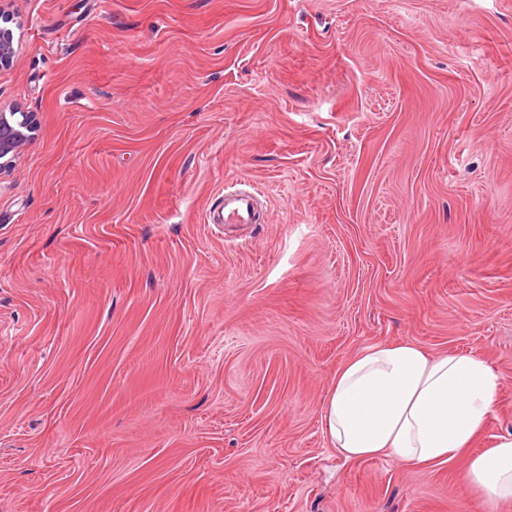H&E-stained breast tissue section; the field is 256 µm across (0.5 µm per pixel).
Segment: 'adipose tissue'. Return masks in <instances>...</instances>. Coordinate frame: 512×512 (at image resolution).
Masks as SVG:
<instances>
[{
  "label": "adipose tissue",
  "mask_w": 512,
  "mask_h": 512,
  "mask_svg": "<svg viewBox=\"0 0 512 512\" xmlns=\"http://www.w3.org/2000/svg\"><path fill=\"white\" fill-rule=\"evenodd\" d=\"M498 386V375L477 356H437L409 341L370 345L337 372L322 407V432L352 461L450 462L484 426ZM461 483L482 497L512 500V437L472 456Z\"/></svg>",
  "instance_id": "1"
}]
</instances>
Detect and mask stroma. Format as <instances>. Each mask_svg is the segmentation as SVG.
<instances>
[{
	"label": "stroma",
	"mask_w": 512,
	"mask_h": 512,
	"mask_svg": "<svg viewBox=\"0 0 512 512\" xmlns=\"http://www.w3.org/2000/svg\"><path fill=\"white\" fill-rule=\"evenodd\" d=\"M0 512H512L343 458L337 370L409 340L512 436V0H0ZM269 223L205 221L227 186ZM39 125L32 112L0 108V173L13 165L38 136Z\"/></svg>",
	"instance_id": "35a3bbf8"
}]
</instances>
